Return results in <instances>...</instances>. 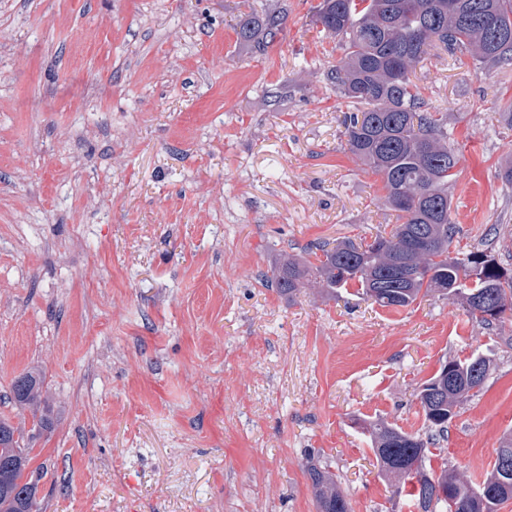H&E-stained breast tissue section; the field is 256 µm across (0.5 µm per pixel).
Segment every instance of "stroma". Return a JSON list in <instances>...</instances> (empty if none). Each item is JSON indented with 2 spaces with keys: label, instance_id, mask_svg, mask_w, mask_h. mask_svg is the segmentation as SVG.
<instances>
[{
  "label": "stroma",
  "instance_id": "1",
  "mask_svg": "<svg viewBox=\"0 0 512 512\" xmlns=\"http://www.w3.org/2000/svg\"><path fill=\"white\" fill-rule=\"evenodd\" d=\"M321 0H0V418L45 377L36 512H317L329 466L352 512H420L357 420L425 433L442 362L491 369L441 441L472 482L512 431V320L435 295L268 287L279 255L368 241L396 212L349 150L357 111ZM280 12L266 51L239 14ZM459 157L451 252L489 239L512 269V63L431 51L411 74ZM43 387L42 376L35 370H28L14 379L11 395L16 404L30 410L33 425L45 431L51 425V418L44 412Z\"/></svg>",
  "mask_w": 512,
  "mask_h": 512
}]
</instances>
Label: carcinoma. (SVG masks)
<instances>
[{"label":"carcinoma","instance_id":"1","mask_svg":"<svg viewBox=\"0 0 512 512\" xmlns=\"http://www.w3.org/2000/svg\"><path fill=\"white\" fill-rule=\"evenodd\" d=\"M466 10L448 12V0H322L316 23L345 39V58L331 72L345 97L361 105L349 116L345 136L349 150L381 176L386 202L400 223L376 233L369 243L340 240L315 246L316 261L285 254L271 270L269 281L292 298L307 287L328 295L356 284L381 307L405 308L435 292L459 301L471 318L495 328L503 316L475 312L477 304L497 299L512 312V275L487 246L459 258L450 255L456 234L448 184L456 177L458 158L448 147V116L421 110L413 68L438 47L452 57L469 54L479 63H511L512 40L493 42L486 19L512 30V0H462ZM429 31L428 39L420 32ZM282 31V17L273 12L241 16L238 38L266 46ZM477 364L491 365L483 354L448 361V379L440 373L427 379L418 393L429 433H409L378 420L364 426L371 450L385 477L404 488L410 483L421 512H448V503L434 498L435 490L463 492L488 489V500L473 496L459 512H498L512 499V433L503 435L495 460L479 485L442 465H431V446L445 437L463 398L480 384L471 380ZM44 380L35 370L16 377L12 399L29 409L33 425L49 429L44 412ZM25 428L0 419V512H34L36 484L25 477L31 461L25 452ZM318 512H351L336 475L327 466L309 468Z\"/></svg>","mask_w":512,"mask_h":512}]
</instances>
